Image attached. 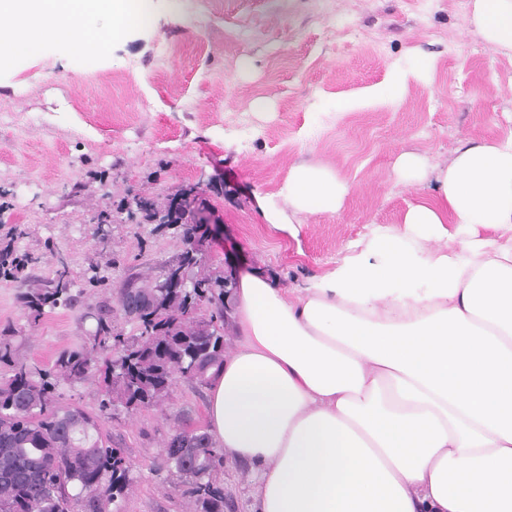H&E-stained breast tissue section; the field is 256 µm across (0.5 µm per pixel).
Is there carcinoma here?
Segmentation results:
<instances>
[{
  "label": "carcinoma",
  "mask_w": 512,
  "mask_h": 512,
  "mask_svg": "<svg viewBox=\"0 0 512 512\" xmlns=\"http://www.w3.org/2000/svg\"><path fill=\"white\" fill-rule=\"evenodd\" d=\"M189 187L167 207L140 198L150 221L182 224L184 239H202ZM208 287L159 288L158 279L137 289L147 305L137 336L112 325V304L105 300L89 314L94 327L86 344L61 353L50 370L13 360L11 345L0 343V363L10 375L0 381V512H116L131 489L130 467L120 448L103 437L93 416L59 401L58 388L98 379L102 407L120 403L130 411L157 406L171 393L175 375L209 383L224 363V277L204 274ZM76 282L67 266L44 287L23 297L31 322L73 300ZM208 308V314L201 313ZM169 471L185 478L198 512H224V489L212 481L224 454L206 433L178 430L164 444Z\"/></svg>",
  "instance_id": "carcinoma-1"
}]
</instances>
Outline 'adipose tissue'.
I'll use <instances>...</instances> for the list:
<instances>
[{
    "label": "adipose tissue",
    "mask_w": 512,
    "mask_h": 512,
    "mask_svg": "<svg viewBox=\"0 0 512 512\" xmlns=\"http://www.w3.org/2000/svg\"><path fill=\"white\" fill-rule=\"evenodd\" d=\"M108 8L116 38L151 26L155 0H0V69L56 43L94 64L80 17ZM469 24L512 56V0H468ZM429 60L412 52L372 99L404 96ZM394 171L434 193L403 229L375 227L336 264L285 291L236 276L243 342L209 387V433L251 467L259 512H512V130L449 164L401 155ZM349 192L334 169L298 164L258 206L299 236Z\"/></svg>",
    "instance_id": "obj_1"
}]
</instances>
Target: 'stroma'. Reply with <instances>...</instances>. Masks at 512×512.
Wrapping results in <instances>:
<instances>
[{"instance_id":"obj_1","label":"stroma","mask_w":512,"mask_h":512,"mask_svg":"<svg viewBox=\"0 0 512 512\" xmlns=\"http://www.w3.org/2000/svg\"><path fill=\"white\" fill-rule=\"evenodd\" d=\"M466 2L158 0L154 27L113 39L94 66L52 44L0 71V248L30 259L0 275V340L52 368L84 344V314L105 291L177 258L181 225L126 216L134 195L162 202L196 187L192 209L221 227L205 240L206 272L259 269L289 291L372 226H396L433 192L397 183L400 155L442 166L460 145L512 128V57L473 34ZM412 48L430 59L427 78H409L397 106L367 102ZM258 98L266 111L253 110ZM299 162L333 168L350 191L336 214L306 216L295 239L266 224L256 196ZM62 261L75 305L29 321L22 294ZM93 276L102 287H87ZM207 391L180 377L162 406L130 413L101 410L95 380L60 386L63 403L100 414L132 465L119 512H195L162 448L175 431L207 428ZM213 478L231 512H255L248 466L224 463Z\"/></svg>"}]
</instances>
